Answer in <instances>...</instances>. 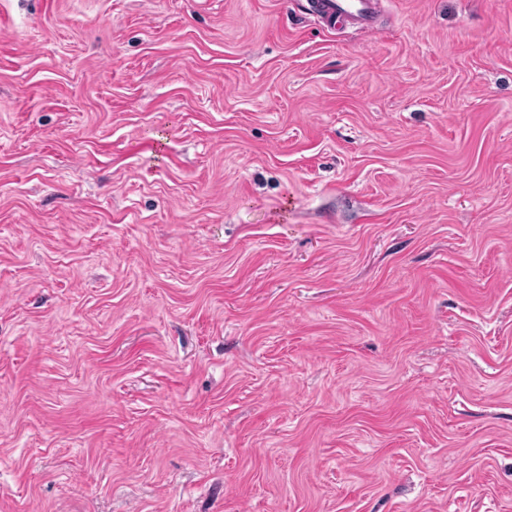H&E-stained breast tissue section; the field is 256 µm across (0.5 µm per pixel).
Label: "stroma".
<instances>
[{"instance_id": "1", "label": "stroma", "mask_w": 512, "mask_h": 512, "mask_svg": "<svg viewBox=\"0 0 512 512\" xmlns=\"http://www.w3.org/2000/svg\"><path fill=\"white\" fill-rule=\"evenodd\" d=\"M0 0V512H512V0ZM376 3V0H307L310 14L327 28L348 23L370 29Z\"/></svg>"}]
</instances>
